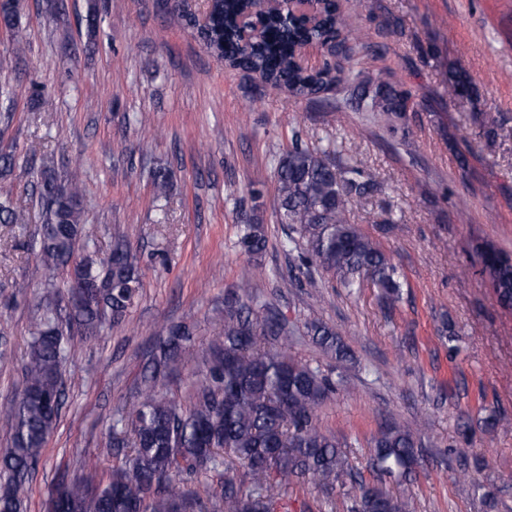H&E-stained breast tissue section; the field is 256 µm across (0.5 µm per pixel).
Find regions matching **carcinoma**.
<instances>
[{
  "label": "carcinoma",
  "instance_id": "1",
  "mask_svg": "<svg viewBox=\"0 0 512 512\" xmlns=\"http://www.w3.org/2000/svg\"><path fill=\"white\" fill-rule=\"evenodd\" d=\"M322 18L313 26L285 29L277 15L263 20L264 36L244 45L241 19L253 0H214L211 24L200 34L206 49L233 69L257 75L265 85L310 98L333 84L350 88L348 104L382 112L394 133L407 134L402 120L412 93L399 84L374 82L357 68V46L350 44L355 26L336 0H323ZM23 0H0V26L12 32L15 53L26 43L19 19ZM329 48L334 61L309 70L296 57V47ZM448 95L471 96L466 72L448 69ZM276 214L286 226V244L300 249V266H319L345 288L370 280L392 307L399 300V273L368 235L349 223L348 208L377 191L363 170L337 168L328 155L319 156L296 141L280 156L276 168ZM44 213L38 251L50 270H67V288L51 282L39 299L33 318V342L19 396L0 405L14 421L12 447L0 453V512H21V493L42 448L54 431L64 393L61 372L67 352L61 311L67 327L96 334L108 319L121 320L141 287L132 247L120 229L112 251L101 257L82 241L83 181L73 172L64 180L50 170L37 181ZM26 214L9 194H0V224H24ZM264 225L246 223L239 238L241 251L258 259L266 251ZM481 272L496 299L512 307V257L490 243L478 251ZM97 285L84 293L77 288L70 262ZM307 335L339 362L352 359L340 334L319 320L305 323ZM292 330L248 289L224 297V329L210 343L208 377L193 387L189 405L152 384L141 400L112 423L107 451L130 448L106 481L96 485L61 483L54 491L53 512H275L276 500L294 478L308 476L331 489L353 477L343 452L347 441L327 434L317 424V411L341 385L331 375L296 358L287 350L264 346L261 338H288ZM192 331L171 327L150 359L151 378H165L194 356ZM373 465L379 478H402L418 466L410 430L390 420L372 439ZM245 469L239 479L224 468V456ZM216 473L217 482L195 477ZM342 512H410L407 501L378 487L358 483Z\"/></svg>",
  "mask_w": 512,
  "mask_h": 512
}]
</instances>
